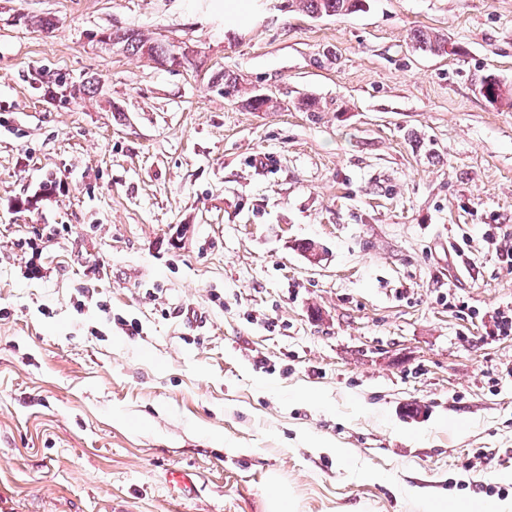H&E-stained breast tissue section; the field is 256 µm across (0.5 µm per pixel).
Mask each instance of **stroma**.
I'll use <instances>...</instances> for the list:
<instances>
[{
	"mask_svg": "<svg viewBox=\"0 0 512 512\" xmlns=\"http://www.w3.org/2000/svg\"><path fill=\"white\" fill-rule=\"evenodd\" d=\"M224 3L0 0V504L268 512L273 478L290 512L512 500L488 236L512 234V107L478 93L512 88V0ZM116 28L201 65L102 46ZM286 2H288V11H299L310 17H322L342 16L362 11L366 0H287ZM412 39L422 50L434 54L448 53V40L430 29L419 28L414 30Z\"/></svg>",
	"mask_w": 512,
	"mask_h": 512,
	"instance_id": "obj_1",
	"label": "stroma"
}]
</instances>
